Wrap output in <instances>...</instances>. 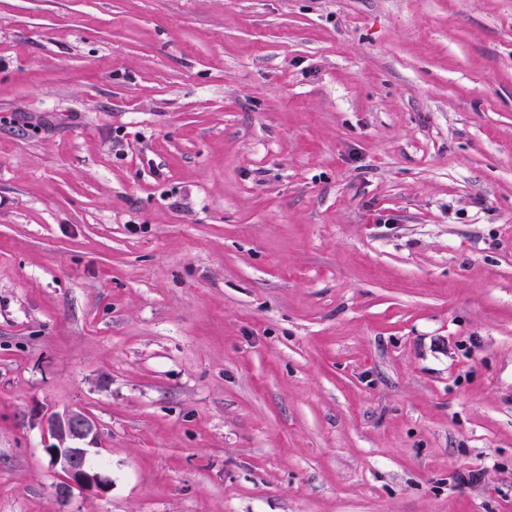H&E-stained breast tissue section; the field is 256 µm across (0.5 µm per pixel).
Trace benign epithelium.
<instances>
[{"mask_svg":"<svg viewBox=\"0 0 512 512\" xmlns=\"http://www.w3.org/2000/svg\"><path fill=\"white\" fill-rule=\"evenodd\" d=\"M49 433L56 443L48 445L46 451L61 477L58 485L61 495L69 494L74 488L95 487L102 492L108 488L107 479L86 467L87 446L97 443V426L93 419L82 410L55 415L49 421Z\"/></svg>","mask_w":512,"mask_h":512,"instance_id":"1","label":"benign epithelium"}]
</instances>
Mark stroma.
I'll return each mask as SVG.
<instances>
[{
	"label": "stroma",
	"mask_w": 512,
	"mask_h": 512,
	"mask_svg": "<svg viewBox=\"0 0 512 512\" xmlns=\"http://www.w3.org/2000/svg\"><path fill=\"white\" fill-rule=\"evenodd\" d=\"M0 512H512V0H0ZM49 433L57 443L48 445L46 451L61 477L57 488L61 495L69 494L74 488L95 487L102 492L108 488L107 479L87 469L90 448L81 446L97 444V426L93 419L82 410L55 415L49 421Z\"/></svg>",
	"instance_id": "stroma-1"
}]
</instances>
